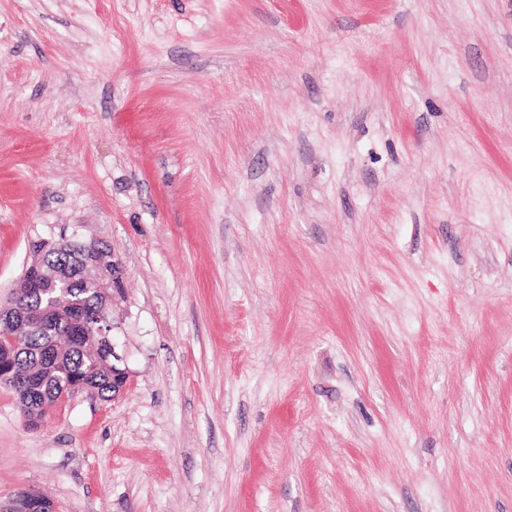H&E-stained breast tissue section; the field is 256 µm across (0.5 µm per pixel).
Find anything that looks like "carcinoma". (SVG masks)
I'll use <instances>...</instances> for the list:
<instances>
[{"instance_id": "obj_1", "label": "carcinoma", "mask_w": 512, "mask_h": 512, "mask_svg": "<svg viewBox=\"0 0 512 512\" xmlns=\"http://www.w3.org/2000/svg\"><path fill=\"white\" fill-rule=\"evenodd\" d=\"M80 242L67 245L64 257L53 254L51 259L60 265H68L69 274L57 284L53 306L58 308L57 335L55 338L23 336L15 341L14 326L10 320L0 318V359L15 365L21 379H31L35 395L18 397L19 409L28 423L35 426L45 416V407L55 404L63 387L72 380L83 381L104 401L121 386L126 375L112 369V359L105 354L106 348H96L94 337L79 343L70 336L75 326L70 323L72 306L76 305L89 318L103 317V296L96 287L77 276Z\"/></svg>"}]
</instances>
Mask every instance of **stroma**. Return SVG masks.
Returning <instances> with one entry per match:
<instances>
[{
  "label": "stroma",
  "mask_w": 512,
  "mask_h": 512,
  "mask_svg": "<svg viewBox=\"0 0 512 512\" xmlns=\"http://www.w3.org/2000/svg\"><path fill=\"white\" fill-rule=\"evenodd\" d=\"M72 238L129 385L0 502L512 512V0H0V302Z\"/></svg>",
  "instance_id": "obj_1"
}]
</instances>
